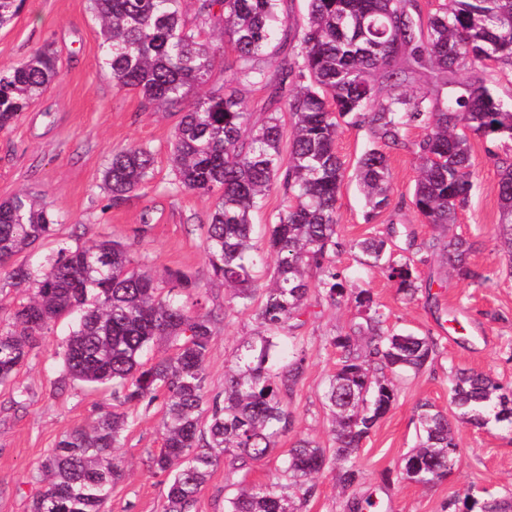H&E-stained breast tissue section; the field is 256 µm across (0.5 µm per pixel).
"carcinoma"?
<instances>
[{
    "label": "carcinoma",
    "mask_w": 512,
    "mask_h": 512,
    "mask_svg": "<svg viewBox=\"0 0 512 512\" xmlns=\"http://www.w3.org/2000/svg\"><path fill=\"white\" fill-rule=\"evenodd\" d=\"M282 0H196L195 22L183 0H90L100 21L103 64L121 88L141 95L145 109H177L181 120L170 142L173 192L213 200L204 226V254L237 308H253L257 266L253 214L280 189L289 205L268 225L276 255L271 283L255 309L258 339L237 348L224 394L208 395L206 361L213 342L212 316L202 311L197 284L167 272V291L138 268L129 245L103 240L85 248H58L33 269L15 263L37 243L56 235L50 207L16 194L0 202V272L15 289L9 327L0 328V385L11 382L44 330L62 317L75 329L62 345L63 381L112 389L117 405L89 429L66 435L42 465L46 486L31 512H105L112 484L124 470L116 456L127 428V410L162 400L161 448L151 467L165 477L164 512H191L220 459L227 472H249L267 458L288 430L284 404L303 377L307 350L294 346L288 362L269 365L276 333L299 328L312 284L330 304L354 300L358 321L325 338L336 351L324 405L335 445L333 457L307 439L281 462L288 485L254 483L225 499L224 512H302L317 495L316 476L332 461L344 512H379L374 493L357 489L364 475L356 457L363 441L396 400L386 374L421 371L436 350L431 336L385 328L387 313L369 291H347L331 256L358 250L398 288L414 295L420 285L410 259L395 258L387 240L370 236L345 243L337 232V201L346 177L336 151L341 121L367 126L371 144L356 162L355 178L373 211L390 204L391 174L384 147L402 143L409 125L424 128L416 144L413 205L441 231L457 221L474 190L470 139L512 141V108L506 109L482 79L457 74L478 67L512 76V0H443L418 23L410 0H306L303 22L281 9ZM23 0H0V27ZM234 61L224 87L208 91L224 48ZM431 70L442 96L429 100L412 89L416 74ZM58 76L56 58L40 48L0 69V129ZM268 92V113L255 122L239 91ZM291 116L283 148L279 109ZM154 152L134 144L112 156L104 173L110 205L124 203L151 178ZM502 245L512 253V160L501 162ZM436 246L465 278L474 242L436 238ZM456 421L483 428L494 421L512 429V391L490 376L456 375L450 390ZM418 444L402 460L405 478L431 483L448 475L459 452L448 415L419 406Z\"/></svg>",
    "instance_id": "cac0c4a2"
}]
</instances>
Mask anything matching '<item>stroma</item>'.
<instances>
[{
	"label": "stroma",
	"mask_w": 512,
	"mask_h": 512,
	"mask_svg": "<svg viewBox=\"0 0 512 512\" xmlns=\"http://www.w3.org/2000/svg\"><path fill=\"white\" fill-rule=\"evenodd\" d=\"M100 42L89 0H25L13 21L0 28V68L44 46L55 52L58 64L56 80L17 120L0 129V201L24 190L44 198L64 218L56 240L25 253L31 266L44 264L57 242L76 248L109 238L129 243L158 275L170 269L191 275L206 292V308L213 317L207 388L210 394L222 393L226 367L239 341L257 332L256 318L234 308L222 281L210 273L203 250L210 203L169 189L173 173L168 148L180 112L144 111L138 92L116 86L104 68ZM423 136L422 128L407 127L402 144L388 148L391 193L386 209L368 215L349 180L337 202L340 239L390 236L395 255L410 258L420 289L406 296L353 249L336 254L337 269L350 285L370 291L387 312L389 328L430 335L437 342L424 370L394 376L396 402L358 454L363 487L377 493L382 512H444L452 498L512 500V430L494 423L483 428L460 425L459 455L446 478L423 486L401 473V461L416 441L420 404L427 401L449 410L456 371L481 372L512 389V261L496 236L497 160L512 156V142L471 140L475 187L457 224L449 228L451 234L476 243L470 265L478 277L463 280L443 264L432 245L436 229L423 222L412 204L414 150ZM134 143L154 150V176L125 204L110 207L105 169L114 153ZM454 318L463 324V332L452 329ZM356 319L354 301L333 306L315 291L304 326L280 332L281 348L296 341L306 347L305 373L286 401L288 431L269 458L253 466L250 481L281 482L280 461L299 439L331 448L322 394L336 369V353L325 338L348 331ZM72 327L68 319L52 324L12 383L0 386V512H29L42 489L41 462L65 435L91 426L113 404L111 392L61 386L60 345ZM161 417L156 404L131 412L117 450L125 474L110 491L107 512H162L163 478L149 466L151 454L161 446Z\"/></svg>",
	"instance_id": "35a3bbf8"
}]
</instances>
